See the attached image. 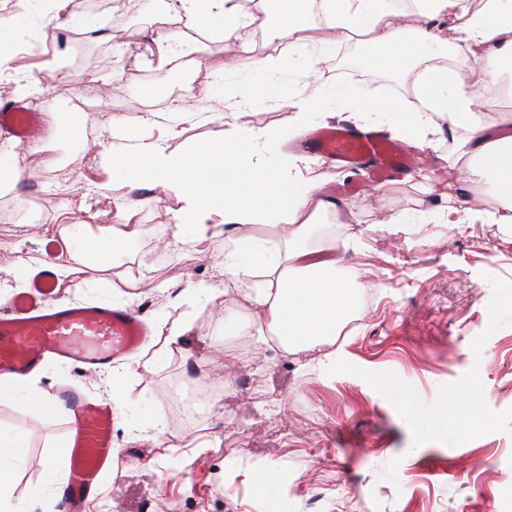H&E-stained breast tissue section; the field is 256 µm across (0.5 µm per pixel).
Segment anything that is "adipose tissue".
<instances>
[{"label":"adipose tissue","instance_id":"adipose-tissue-1","mask_svg":"<svg viewBox=\"0 0 512 512\" xmlns=\"http://www.w3.org/2000/svg\"><path fill=\"white\" fill-rule=\"evenodd\" d=\"M180 5L240 43L248 30L277 20L292 38L289 68L315 72L320 56L337 42L352 41L363 49L368 69L391 72L412 84V100L375 102L341 96L313 81L294 85L288 89L298 107L291 129L249 126L240 113L228 112L221 143L197 144L182 153L171 150V141L180 137L181 127L208 123L204 113L182 112L176 127L148 116L112 123V140L103 146L101 158L111 165L113 177L132 186L174 189L179 199L174 235L197 251L231 240L222 254L224 275L253 279L251 299L264 309L284 351H309L334 337L361 292L353 276L337 275L335 258L312 260L300 239L317 216L338 204L322 195V183L308 161L282 155L289 131H305L343 110L380 116L422 148L448 129L459 149L449 175L477 192L492 193L493 202L479 208L466 197L448 212L434 213V220L512 224V115L495 122L486 118L494 107L489 84L512 90V0H483L477 9L467 0H426L414 23L388 0H323L329 35L322 39L314 38L305 23L301 0H264L257 14L242 13L237 0H180ZM256 224L279 226L281 235L257 238L252 233ZM65 232L83 243L84 250L79 259L54 265L56 281L83 270L95 285L108 286L105 273L114 257L127 252L128 237L83 222L67 225ZM217 298L211 285L188 283L181 300L189 310L169 326L154 361L181 352L182 337L195 328L192 306ZM40 381L36 372L0 375V402L19 399L44 410L50 394ZM29 440L28 430L0 429V512H17L18 502L31 494L14 478L26 460Z\"/></svg>","mask_w":512,"mask_h":512}]
</instances>
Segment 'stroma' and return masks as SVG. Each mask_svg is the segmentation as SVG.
Wrapping results in <instances>:
<instances>
[{
	"mask_svg": "<svg viewBox=\"0 0 512 512\" xmlns=\"http://www.w3.org/2000/svg\"><path fill=\"white\" fill-rule=\"evenodd\" d=\"M31 20L36 44L13 55L0 76V105H20L41 113L33 144L42 152L31 160L29 147L0 129V157L24 169L15 202L40 184L36 201L44 215L34 224L23 216L0 223V282L30 263L63 224L111 225L120 208L139 203L137 226L126 255L112 265V285L90 287L84 275L57 286L59 301L109 304L114 294L130 293V307L149 302V325L172 312L188 281L222 289L215 306L198 308L196 328L183 336V355L163 364L140 360L126 384L129 401L116 415L110 472L100 479L86 512H273L272 501L253 485L262 468L288 477L294 512H488L495 494L512 512V224H439L434 210L453 205L470 189L457 182L422 183L408 169L378 189L337 195L343 184L362 180L360 171L320 156L314 169L329 174L322 192L346 208L318 218L306 235L310 248L334 238L339 273L357 271L372 297L353 312L358 324L337 336L335 364L320 359L297 362L281 347L255 336L266 318L243 293L224 291V278L212 253L179 243L163 250L173 235L175 192L133 188L115 181L101 161L111 139L112 121L155 113L175 122L183 109L213 115V122L188 130L187 144L219 141L224 123L217 115L232 97L224 64L237 58L238 76L260 77L273 88L307 80L301 70L269 66L254 72L251 57L284 58L286 30L262 29L261 41L244 50L188 18L175 25L176 10L153 15L139 0H128L121 27L127 41L113 43L102 24L82 41L74 12L42 18L39 0H0V24L20 15ZM192 41L197 54L173 67L164 40ZM62 79L35 93L18 90L13 74L41 79L52 70ZM325 85L371 99L407 95L394 75L345 69L327 54L317 73ZM155 95H147L148 87ZM90 99L97 136L69 137L82 126L77 101ZM156 272L161 288H128L127 269ZM224 364L226 386L213 384L212 359ZM196 368L194 392L207 410L185 415L178 384ZM41 385L50 394L74 387L107 401L112 381L107 370L84 371L48 359ZM148 416L165 428L158 441L130 442L128 419ZM31 433L30 448L16 477L33 493L23 512H62L60 502L40 493L45 460L62 442L61 417L36 413L19 401L0 403V426ZM212 441L198 456L185 455L189 439ZM164 458L162 481L151 465Z\"/></svg>",
	"mask_w": 512,
	"mask_h": 512,
	"instance_id": "1",
	"label": "stroma"
}]
</instances>
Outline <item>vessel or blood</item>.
Returning <instances> with one entry per match:
<instances>
[{"instance_id":"1","label":"vessel or blood","mask_w":512,"mask_h":512,"mask_svg":"<svg viewBox=\"0 0 512 512\" xmlns=\"http://www.w3.org/2000/svg\"><path fill=\"white\" fill-rule=\"evenodd\" d=\"M16 107L0 108V126L15 128L23 138L38 134L36 116L17 125ZM306 148L352 169H365L372 180L405 171L413 155L393 145L382 132L344 125L319 130L304 141ZM35 291L15 297L12 313L0 316V373L24 375L38 368L47 355L94 369L136 352L148 326L141 313L112 305L63 306L54 304L50 272L34 283ZM56 410L67 420L62 451L69 459V480L62 493L65 512H84L98 479L110 467L115 450L113 415L109 404L82 392L61 393Z\"/></svg>"}]
</instances>
